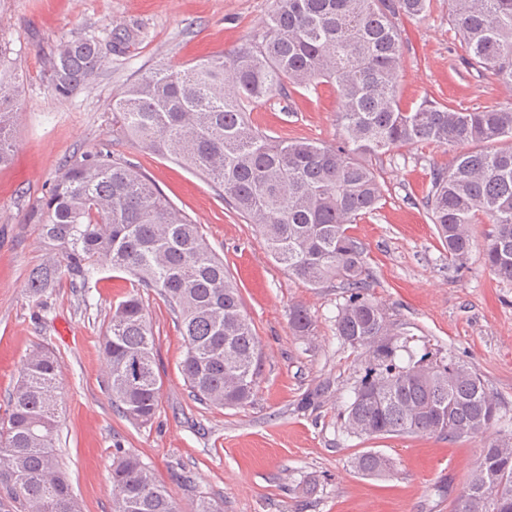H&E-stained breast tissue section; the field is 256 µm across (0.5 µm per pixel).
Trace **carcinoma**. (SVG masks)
<instances>
[{"mask_svg":"<svg viewBox=\"0 0 512 512\" xmlns=\"http://www.w3.org/2000/svg\"><path fill=\"white\" fill-rule=\"evenodd\" d=\"M433 0H275L252 41L193 65H160L112 100L115 134L169 156L211 181L224 202L253 225L274 261L294 278L346 289L336 336L366 353L364 374L342 412L349 436L426 433L450 441L501 420L498 398L480 374L453 358L402 366L384 308L369 295L366 248L348 233L378 209L384 189L372 159L431 141L472 145L432 173L423 206L448 250L467 268L471 225H492L484 262L512 280V99L471 109L424 100L407 111L398 98L403 46L395 21L423 18ZM464 63L512 87V0H450ZM100 43L74 35L53 49L47 81L67 98L97 76ZM333 83L339 91L335 144L278 140L247 112L294 86ZM23 111L19 87L0 70V165L13 152ZM46 244L32 268L28 298L39 308L60 280L85 288L104 261L133 278L134 290L109 316L102 336L112 404L143 426L155 417L156 338L142 292L164 299L186 348L182 372L203 406L239 407L253 396L262 361L253 323L221 259L187 214L142 172L111 150L73 157L48 195L24 218ZM292 331L309 336L311 315L289 312ZM58 359L43 346L25 359L0 418V512H82L60 464ZM510 437L483 449L454 512H512ZM363 476H382L391 459L365 451L351 459ZM114 512H182L138 456L116 449Z\"/></svg>","mask_w":512,"mask_h":512,"instance_id":"carcinoma-1","label":"carcinoma"}]
</instances>
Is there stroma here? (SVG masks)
<instances>
[{"label":"stroma","mask_w":512,"mask_h":512,"mask_svg":"<svg viewBox=\"0 0 512 512\" xmlns=\"http://www.w3.org/2000/svg\"><path fill=\"white\" fill-rule=\"evenodd\" d=\"M274 0H0V55L21 74L25 111L15 152L0 166V416L19 371L38 344L58 356L61 403L57 451L83 512H113V453L122 448L151 466L159 483L191 512L197 492L223 512H453L485 445L488 429L458 441L437 435L347 436L341 413L363 373V351L336 334L345 292L304 284L268 256L252 226L224 203L214 185L170 158L112 134V100L160 64L179 66L250 42ZM403 42L398 91L403 108L431 98L459 108L506 98L491 73L460 62L448 0H433L422 20H397ZM136 41L107 52L104 65L72 97H58L44 72L49 52L82 35L108 43L112 28ZM338 94L289 89L256 107L250 119L283 139L333 144L339 139ZM99 147L135 165L197 224L236 282L263 352L250 403L207 407L193 401L180 363L184 345L166 302L146 297L157 340L159 407L151 424H131L113 405L100 342L112 308L130 289L126 274L101 266L84 288L62 280L42 307L28 300L27 279L44 252L26 212L47 196L76 153ZM456 147L406 145L376 159L384 185L378 211L350 232L366 247L371 297L382 304L399 344L414 356L468 364L512 419V281L485 265L480 248L490 227L473 225L477 242L457 271L420 204L433 168L448 167ZM311 314V336L293 334L288 312ZM375 450L394 467L383 477L357 474L350 459Z\"/></svg>","instance_id":"obj_1"}]
</instances>
